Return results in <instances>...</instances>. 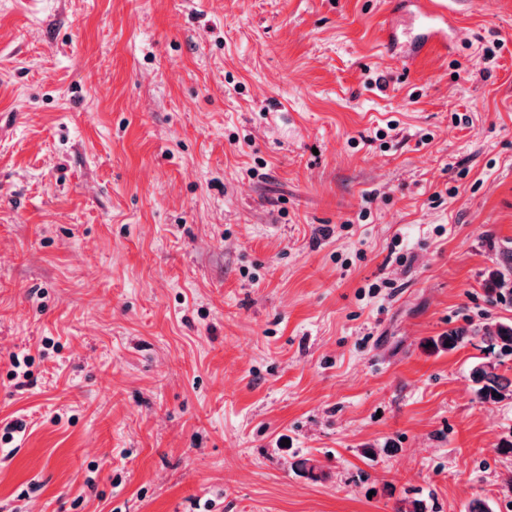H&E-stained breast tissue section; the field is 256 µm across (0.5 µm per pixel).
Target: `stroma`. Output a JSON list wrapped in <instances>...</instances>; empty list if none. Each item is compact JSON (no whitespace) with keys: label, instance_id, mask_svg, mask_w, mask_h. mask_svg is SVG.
<instances>
[{"label":"stroma","instance_id":"stroma-1","mask_svg":"<svg viewBox=\"0 0 512 512\" xmlns=\"http://www.w3.org/2000/svg\"><path fill=\"white\" fill-rule=\"evenodd\" d=\"M454 2L406 63L415 0H0V512H512V0ZM483 335L490 350L512 353V322H499L494 328L486 329ZM474 381L479 385L477 397L482 403L499 400L504 391L512 386L511 380L497 373L496 364L491 361L478 362L473 369ZM495 391V395H492Z\"/></svg>","mask_w":512,"mask_h":512}]
</instances>
